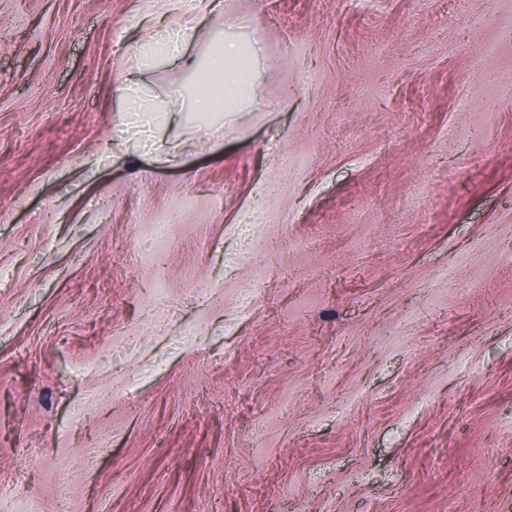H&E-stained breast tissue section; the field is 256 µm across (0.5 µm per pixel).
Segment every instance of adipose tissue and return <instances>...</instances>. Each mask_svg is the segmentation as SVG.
Instances as JSON below:
<instances>
[{"instance_id": "obj_1", "label": "adipose tissue", "mask_w": 512, "mask_h": 512, "mask_svg": "<svg viewBox=\"0 0 512 512\" xmlns=\"http://www.w3.org/2000/svg\"><path fill=\"white\" fill-rule=\"evenodd\" d=\"M153 10L165 23L164 32L154 35L151 47L157 59H174L183 44L195 39L200 20L226 12L224 0H152ZM257 41L242 43L222 39L211 49L204 66L206 89L190 94L174 90L158 97L144 91L136 73L146 67L140 47H133L127 59V78L116 88L125 111L151 134L163 126L181 124L188 112H222L228 115L245 110L257 100L258 75L252 66Z\"/></svg>"}]
</instances>
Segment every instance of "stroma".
<instances>
[{
    "label": "stroma",
    "instance_id": "35a3bbf8",
    "mask_svg": "<svg viewBox=\"0 0 512 512\" xmlns=\"http://www.w3.org/2000/svg\"><path fill=\"white\" fill-rule=\"evenodd\" d=\"M227 11L141 77L257 32L259 102L172 160L150 0H0L10 512H512V0Z\"/></svg>",
    "mask_w": 512,
    "mask_h": 512
}]
</instances>
